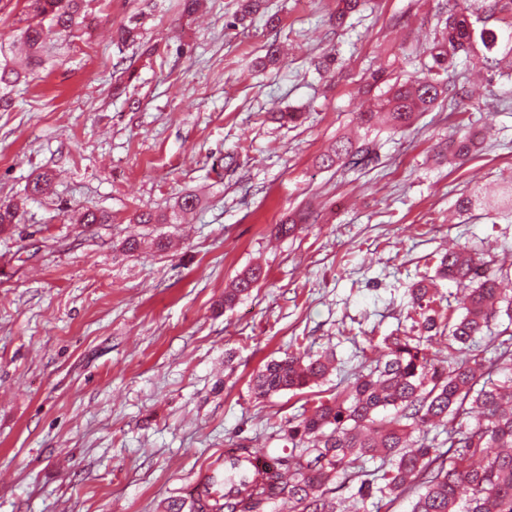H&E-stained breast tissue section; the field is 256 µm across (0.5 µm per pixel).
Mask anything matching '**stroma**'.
<instances>
[{"label":"stroma","mask_w":512,"mask_h":512,"mask_svg":"<svg viewBox=\"0 0 512 512\" xmlns=\"http://www.w3.org/2000/svg\"><path fill=\"white\" fill-rule=\"evenodd\" d=\"M489 2L363 0L339 26L338 0H264L239 22L237 0L192 15L183 0H90L88 29L0 111V203L20 206L0 233V512H164L225 449L286 447L310 392L255 397L268 361L334 352L322 388L335 392L410 334L408 289L445 247L512 265V215L455 211L512 184V69L483 45L453 60V97L406 132L371 133L375 162L318 164L356 134L370 71L421 75L449 9L507 40ZM134 18L139 41L113 45ZM271 44L286 53L266 66ZM288 110L301 122L280 124ZM467 131L478 151L451 159ZM41 172L49 193L27 198ZM188 194L180 223H135ZM88 209L110 223L78 225ZM299 212L308 224L276 237ZM257 263L264 281L221 309Z\"/></svg>","instance_id":"obj_1"}]
</instances>
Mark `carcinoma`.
Instances as JSON below:
<instances>
[{"mask_svg":"<svg viewBox=\"0 0 512 512\" xmlns=\"http://www.w3.org/2000/svg\"><path fill=\"white\" fill-rule=\"evenodd\" d=\"M24 26L16 41L30 64L39 66L53 40L71 38L88 28L86 0H16ZM140 26L131 20L115 33L114 44L138 40ZM499 50L493 30L475 32L467 11L448 15L441 37L430 49L433 65L413 80L388 83L384 72L373 84H387L376 109L359 112L358 123L371 129L382 123L398 132L410 128L439 98L448 97V68L475 40ZM21 74L0 42V108L12 105L11 93ZM475 146L471 135L453 141L450 155L466 159ZM375 158L370 142L336 139L319 157V166L366 165ZM51 177L36 175L27 196L46 194ZM263 276L250 267L224 294V307L250 294ZM435 277L452 281L463 292L459 307L437 310L434 282L420 280L409 296L422 310L417 335L395 337L388 351L355 373L346 387L328 396L315 393L301 419L288 421L291 448L273 459L257 458L248 448L224 453V483H198L189 498L174 500L166 512H277L283 502L291 512H344L335 484L355 480L361 505L380 509L382 502L412 491L410 512H512V295L500 288L512 267L492 272L465 248L440 255ZM493 336V356L480 339ZM440 338L448 358L432 362L429 344ZM334 354L273 360L252 381L259 397L309 389L334 369ZM419 435H413V432ZM446 439L440 441V435ZM448 450L441 451L442 447ZM379 462L369 474L366 463Z\"/></svg>","mask_w":512,"mask_h":512,"instance_id":"carcinoma-1","label":"carcinoma"}]
</instances>
